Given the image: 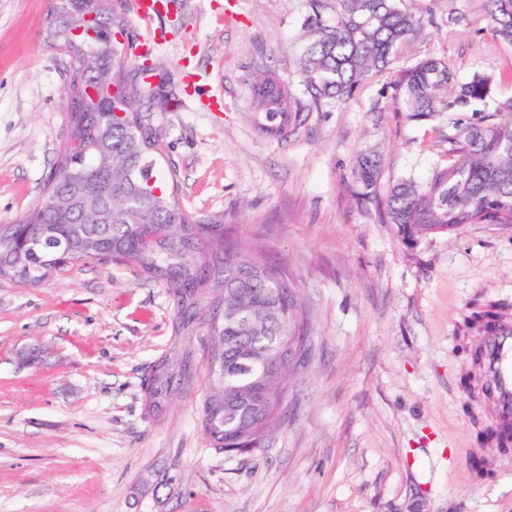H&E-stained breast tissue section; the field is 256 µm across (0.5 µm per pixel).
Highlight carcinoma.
<instances>
[{
    "label": "carcinoma",
    "instance_id": "obj_1",
    "mask_svg": "<svg viewBox=\"0 0 512 512\" xmlns=\"http://www.w3.org/2000/svg\"><path fill=\"white\" fill-rule=\"evenodd\" d=\"M90 0H67L68 9L50 19L56 46L70 57L72 73L91 84L112 70L114 92L104 91L98 105L83 108L80 88L70 83V139L63 143L56 173L40 201L16 223L4 227L0 248L28 242L35 224H52L47 209L53 195L73 192L101 197L112 185V200L103 202L99 223L85 224L78 209L57 223L52 238L29 253L24 265L0 268V278L36 286L71 259L137 267L162 283L174 301L173 342L159 358L146 385L148 413L160 416L174 395L192 385V340L204 324L201 298L213 297L222 317L209 324V373L212 387L202 407V427L210 445L228 456L242 436L262 428L257 448L268 445L280 417H268L266 392L288 387L292 373L269 369L270 357L284 336L304 339L307 323L296 285L283 287L276 275L286 273L279 260L258 244L247 245L239 230L222 217L198 218L180 205L174 190L158 178V140L146 116L135 108L146 95L128 81L125 70L124 13L102 18L112 37V58L89 62L64 37L69 11ZM485 19L497 39L512 46V0H482ZM300 76L311 102L345 103L368 80L392 71L394 101L413 120H448V164L424 183L401 179L379 196L381 156L361 153L352 166L359 195L377 201L382 222L396 226L407 241L450 234L461 224H512V96L496 112L473 121L462 116L491 96L497 77L476 71L457 80V64L447 57H427L396 68L401 55L424 33L423 20L401 0H335V14L323 18L321 0H311ZM272 77L252 82V110L262 132L277 140L296 133L309 109L289 92L268 91ZM127 113L121 118L115 114ZM503 303H490L464 320L467 327L492 328Z\"/></svg>",
    "mask_w": 512,
    "mask_h": 512
}]
</instances>
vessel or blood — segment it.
I'll list each match as a JSON object with an SVG mask.
<instances>
[{"mask_svg":"<svg viewBox=\"0 0 512 512\" xmlns=\"http://www.w3.org/2000/svg\"><path fill=\"white\" fill-rule=\"evenodd\" d=\"M481 362L491 378V396L502 432L512 435V318L501 317L481 338Z\"/></svg>","mask_w":512,"mask_h":512,"instance_id":"obj_1","label":"vessel or blood"}]
</instances>
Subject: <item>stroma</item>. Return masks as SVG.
<instances>
[{"instance_id": "stroma-1", "label": "stroma", "mask_w": 512, "mask_h": 512, "mask_svg": "<svg viewBox=\"0 0 512 512\" xmlns=\"http://www.w3.org/2000/svg\"><path fill=\"white\" fill-rule=\"evenodd\" d=\"M481 0H404L425 16L409 66L450 57L459 81L512 68ZM52 0H0V224L22 217L55 172L69 132L71 70L54 48ZM129 74L166 77L139 109L158 136L162 180L184 210L223 216L288 268L307 341L268 447L227 456L201 426L206 338L196 381L161 418L145 383L173 339L174 302L133 266L83 261L36 286L0 278V512H512V471L476 478L487 416L465 406L460 328L473 305L512 317V225L466 224L409 245L361 198L351 166L382 156L380 190L424 182L448 162L447 123L413 121L393 74L312 109L279 141L252 122L267 74L303 98L298 71L309 0H178L144 18L120 0ZM467 24L452 26L449 14ZM43 349L22 368L18 353Z\"/></svg>"}]
</instances>
